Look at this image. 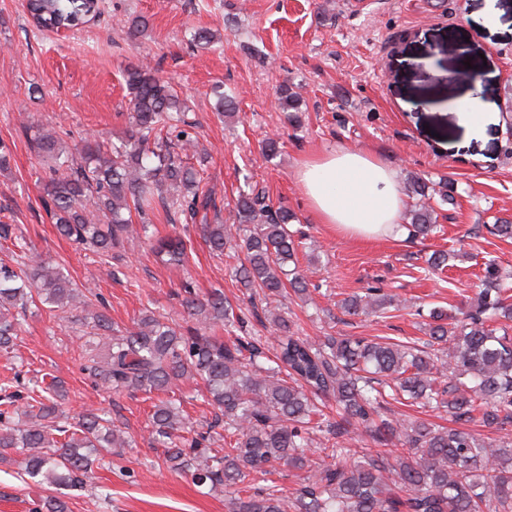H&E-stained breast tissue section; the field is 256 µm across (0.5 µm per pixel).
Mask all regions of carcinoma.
Instances as JSON below:
<instances>
[{
    "label": "carcinoma",
    "mask_w": 512,
    "mask_h": 512,
    "mask_svg": "<svg viewBox=\"0 0 512 512\" xmlns=\"http://www.w3.org/2000/svg\"><path fill=\"white\" fill-rule=\"evenodd\" d=\"M96 0H31L38 27L76 29ZM128 90V121L114 142L100 135L64 147L57 132L28 127L30 148L49 170L42 206L59 233L101 255L133 241L149 245L162 261L182 265L186 243L179 236L155 239L150 215L163 211L200 226L211 251L222 254L240 243L244 260L234 277L262 296L250 297L251 313L263 317L277 335L275 353L250 335L245 320L215 291L199 297L190 283L182 288L189 323L181 325L147 310L134 326L120 330L95 308L94 289L76 287L63 269L0 224V239L11 241L17 268L0 265V353H13L22 314L36 303L52 311L78 306V319L108 347L83 369L94 383L114 394L162 392L152 406L148 440L164 451L165 462L190 473L200 485L222 486L230 494L228 512H512V335L497 327L512 318L502 297V275L485 263L481 286L468 304L450 313L428 312V339L407 345L358 336L310 340L271 308L287 291L310 293L311 281L297 265L306 235L292 229L296 215L274 206L262 190L239 194L236 222L221 220L213 189L183 156L198 153L195 123L172 85L145 63L123 74ZM299 86H279L278 106L299 108ZM412 197L449 200L448 181L435 188L420 178L407 184ZM433 206L410 211L412 232L426 238L440 231ZM398 299L368 288L338 301L349 316L380 314ZM224 325L227 339L203 329ZM201 383L207 403L218 410L207 429L187 422L176 390L186 381ZM58 381L32 390L25 410L0 403V458L20 451L24 472L39 484L75 489L94 464L130 440L111 419L89 411L69 426L61 424L55 397ZM336 402L338 419L320 406ZM420 409H444L454 423L444 427L426 419L389 420L390 402ZM480 424L497 433L480 438ZM355 425L375 445L358 460L344 445ZM222 431H215L216 426ZM325 434L322 451L330 462L310 463L313 430ZM224 442L215 450L213 445ZM286 467L299 488L282 494L273 475ZM36 512H67L58 496L40 500Z\"/></svg>",
    "instance_id": "1"
}]
</instances>
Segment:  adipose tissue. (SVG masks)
Listing matches in <instances>:
<instances>
[{
	"instance_id": "adipose-tissue-1",
	"label": "adipose tissue",
	"mask_w": 512,
	"mask_h": 512,
	"mask_svg": "<svg viewBox=\"0 0 512 512\" xmlns=\"http://www.w3.org/2000/svg\"><path fill=\"white\" fill-rule=\"evenodd\" d=\"M299 181L309 208L339 237L380 239L400 223L396 174L368 154L339 149L309 156L300 164Z\"/></svg>"
}]
</instances>
